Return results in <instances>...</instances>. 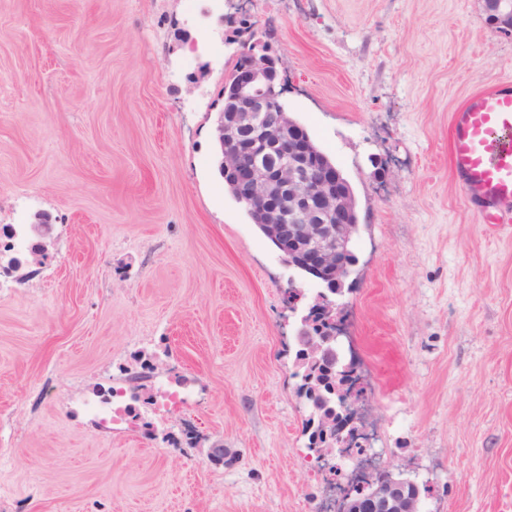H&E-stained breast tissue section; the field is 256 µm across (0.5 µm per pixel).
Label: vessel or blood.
I'll use <instances>...</instances> for the list:
<instances>
[{"label": "vessel or blood", "mask_w": 512, "mask_h": 512, "mask_svg": "<svg viewBox=\"0 0 512 512\" xmlns=\"http://www.w3.org/2000/svg\"><path fill=\"white\" fill-rule=\"evenodd\" d=\"M450 160L484 223H512V82L471 94L453 113Z\"/></svg>", "instance_id": "b4317fda"}]
</instances>
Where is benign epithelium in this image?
I'll list each match as a JSON object with an SVG mask.
<instances>
[{
    "label": "benign epithelium",
    "mask_w": 512,
    "mask_h": 512,
    "mask_svg": "<svg viewBox=\"0 0 512 512\" xmlns=\"http://www.w3.org/2000/svg\"><path fill=\"white\" fill-rule=\"evenodd\" d=\"M269 60L264 50H254L239 70L238 105L229 117L219 115L215 127L216 140L224 144L221 164L238 176L239 201L248 207L264 202L276 190L290 192V205L267 212V223H289L290 210L311 214L312 223L297 225V233L288 238L286 255L306 260L325 272L327 281L339 285L349 272L339 258L348 254L352 239L354 199L332 191L333 182L321 177L300 150L289 146L293 138L286 127L265 121L266 113L277 109L273 92L277 72ZM269 148L280 154L279 164L264 169L251 162L255 153ZM315 198L324 200L323 209L314 208ZM315 327L312 321H304L297 336L312 360L330 361L331 340L319 336ZM360 488L359 494L350 492L343 499V512H360L364 498L373 503L374 512H412L421 503L420 488L410 480L390 476L362 483Z\"/></svg>",
    "instance_id": "7a95c632"
}]
</instances>
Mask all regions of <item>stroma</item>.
Masks as SVG:
<instances>
[{
  "label": "stroma",
  "instance_id": "1",
  "mask_svg": "<svg viewBox=\"0 0 512 512\" xmlns=\"http://www.w3.org/2000/svg\"><path fill=\"white\" fill-rule=\"evenodd\" d=\"M289 115L350 182L333 301L381 469L422 512H512V224L453 177L451 114L512 80L484 0H248ZM232 0H0V225L52 226L0 288V512H326L296 334L317 292L226 190ZM302 299L289 309L286 295ZM156 422L74 403L134 357ZM188 382L167 404L159 382ZM193 443L171 444L185 427Z\"/></svg>",
  "mask_w": 512,
  "mask_h": 512
}]
</instances>
